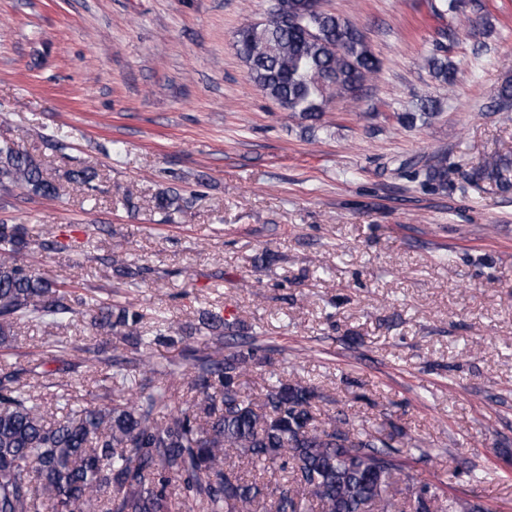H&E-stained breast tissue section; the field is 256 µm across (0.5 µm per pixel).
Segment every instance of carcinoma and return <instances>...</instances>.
<instances>
[{"instance_id": "1", "label": "carcinoma", "mask_w": 512, "mask_h": 512, "mask_svg": "<svg viewBox=\"0 0 512 512\" xmlns=\"http://www.w3.org/2000/svg\"><path fill=\"white\" fill-rule=\"evenodd\" d=\"M465 0H439V15H458ZM236 47L250 80L283 109L317 119L335 97L352 103L381 72L366 36L348 20L318 7L317 0H277L266 20L237 33ZM432 76L451 86L456 70L447 56L433 53ZM498 111L512 110V81L497 91ZM437 105L428 100L418 112H401L397 121L428 124ZM483 171L506 189L507 164L484 162ZM433 189L448 186V165L437 157L423 169ZM0 187L20 188L44 197L57 193L39 164L9 144L0 145ZM176 191L157 199L165 221L182 212ZM29 247L22 224H0V344L15 335L22 319L56 321L75 312L67 285L45 280L18 255ZM91 325L132 339L136 356L124 363L143 369L140 391L127 395L105 375L93 402L74 408L63 380L50 381L63 415L45 418L44 402L12 378L0 381V512H174L190 503L196 512H485L477 502L450 497L443 487L408 475L415 454L427 453L395 439L359 428L339 417L317 423L316 393L300 383L267 386L259 401L242 391L240 379L253 350L224 349L237 322L223 312H202L198 334L214 351L192 361L186 408L173 409L181 386L173 369L154 364L144 352L171 341L173 325L158 320L153 336L138 334L140 315L96 301ZM49 352L94 354L109 368L120 362L104 349L61 339ZM278 470L283 480H264L255 472ZM408 477L407 507L399 508L394 485Z\"/></svg>"}]
</instances>
